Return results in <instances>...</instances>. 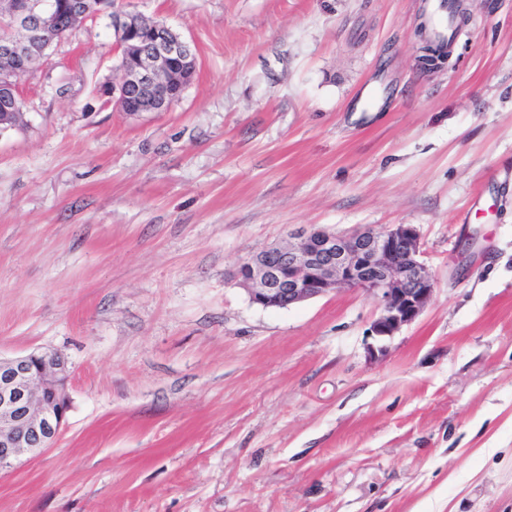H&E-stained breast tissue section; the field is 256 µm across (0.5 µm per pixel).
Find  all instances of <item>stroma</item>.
<instances>
[{"mask_svg":"<svg viewBox=\"0 0 512 512\" xmlns=\"http://www.w3.org/2000/svg\"><path fill=\"white\" fill-rule=\"evenodd\" d=\"M131 0L190 41L167 112L105 102L87 23L0 136V355L72 369L55 445L0 512H512V0ZM413 224L438 288L370 357L342 289L253 304L238 265L299 227ZM435 5L434 33L437 37L452 39L455 35L451 0H437Z\"/></svg>","mask_w":512,"mask_h":512,"instance_id":"35a3bbf8","label":"stroma"}]
</instances>
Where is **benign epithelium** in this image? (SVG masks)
<instances>
[{"label": "benign epithelium", "mask_w": 512, "mask_h": 512, "mask_svg": "<svg viewBox=\"0 0 512 512\" xmlns=\"http://www.w3.org/2000/svg\"><path fill=\"white\" fill-rule=\"evenodd\" d=\"M125 0H3L0 3V135L24 119L19 86L45 58L52 35L69 20L75 30L105 16L119 52L112 81L99 93L129 115L169 111L196 73L191 44L163 20L125 10ZM242 262L235 278L252 303L284 308L342 288H359L377 305L371 338L381 344L414 322L437 282L422 260L413 224L288 234ZM72 372L57 351L0 358V472L51 447L71 406Z\"/></svg>", "instance_id": "obj_1"}]
</instances>
